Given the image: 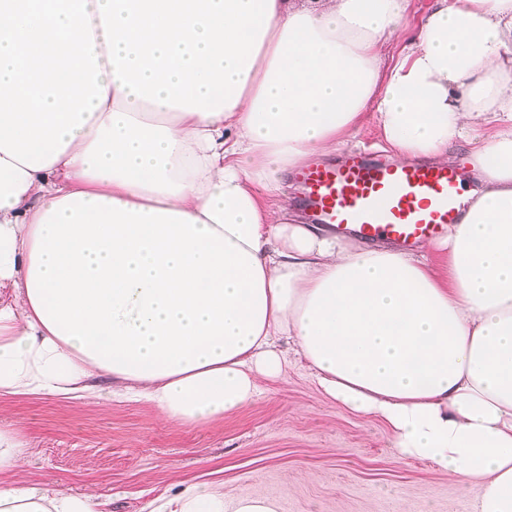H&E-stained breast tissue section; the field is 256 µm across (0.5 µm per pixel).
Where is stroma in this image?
<instances>
[{"label": "stroma", "mask_w": 512, "mask_h": 512, "mask_svg": "<svg viewBox=\"0 0 512 512\" xmlns=\"http://www.w3.org/2000/svg\"><path fill=\"white\" fill-rule=\"evenodd\" d=\"M99 385L98 409L0 396V422L17 431L29 484L93 489L103 512H152L189 483L228 498L269 495L281 512H470L478 493L399 456L382 422L327 399L296 358L254 402L206 425L161 420L148 403L110 399L108 379Z\"/></svg>", "instance_id": "stroma-1"}]
</instances>
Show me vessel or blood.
Masks as SVG:
<instances>
[{
    "instance_id": "1",
    "label": "vessel or blood",
    "mask_w": 512,
    "mask_h": 512,
    "mask_svg": "<svg viewBox=\"0 0 512 512\" xmlns=\"http://www.w3.org/2000/svg\"><path fill=\"white\" fill-rule=\"evenodd\" d=\"M293 181L314 221L346 238H386L403 248L441 236L467 207L452 168L393 163L356 152L335 165H307Z\"/></svg>"
}]
</instances>
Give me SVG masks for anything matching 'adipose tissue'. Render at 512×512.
<instances>
[{"label":"adipose tissue","instance_id":"1","mask_svg":"<svg viewBox=\"0 0 512 512\" xmlns=\"http://www.w3.org/2000/svg\"><path fill=\"white\" fill-rule=\"evenodd\" d=\"M407 2L0 0V395L92 405L106 376L207 424L293 354L512 512V0H434L411 34ZM370 117L401 159L466 142L480 187L442 239L300 223L282 173ZM19 448L1 426L0 512H101ZM279 510L189 484L158 512Z\"/></svg>","mask_w":512,"mask_h":512}]
</instances>
